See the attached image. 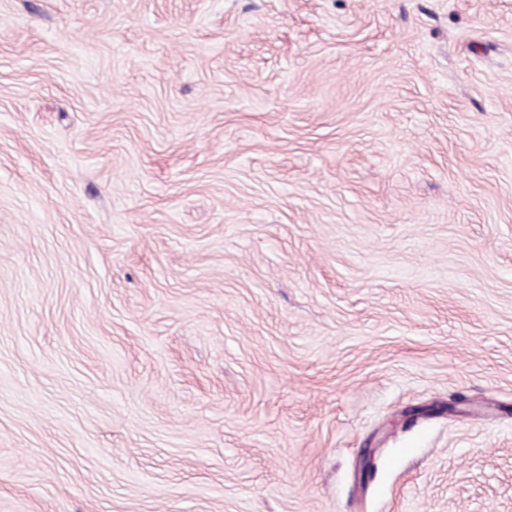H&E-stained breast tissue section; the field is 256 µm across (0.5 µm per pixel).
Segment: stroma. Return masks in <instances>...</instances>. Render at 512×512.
I'll return each instance as SVG.
<instances>
[{
  "label": "stroma",
  "instance_id": "obj_1",
  "mask_svg": "<svg viewBox=\"0 0 512 512\" xmlns=\"http://www.w3.org/2000/svg\"><path fill=\"white\" fill-rule=\"evenodd\" d=\"M512 0H0V512H512Z\"/></svg>",
  "mask_w": 512,
  "mask_h": 512
}]
</instances>
